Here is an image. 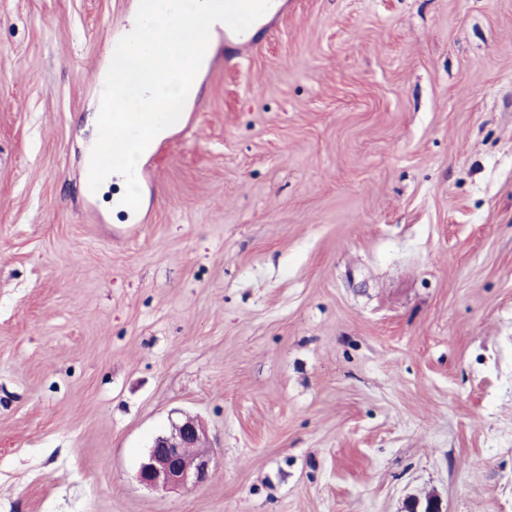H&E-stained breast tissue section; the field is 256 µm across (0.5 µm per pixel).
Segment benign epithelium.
<instances>
[{
  "instance_id": "obj_1",
  "label": "benign epithelium",
  "mask_w": 512,
  "mask_h": 512,
  "mask_svg": "<svg viewBox=\"0 0 512 512\" xmlns=\"http://www.w3.org/2000/svg\"><path fill=\"white\" fill-rule=\"evenodd\" d=\"M205 431L193 418L174 423L171 430L157 436L141 463V483L165 489L195 487L204 483L210 473L211 456L201 449ZM194 448V455L188 449Z\"/></svg>"
}]
</instances>
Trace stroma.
<instances>
[{"instance_id": "obj_1", "label": "stroma", "mask_w": 512, "mask_h": 512, "mask_svg": "<svg viewBox=\"0 0 512 512\" xmlns=\"http://www.w3.org/2000/svg\"><path fill=\"white\" fill-rule=\"evenodd\" d=\"M84 172L139 0H0V512H512V0H277ZM191 416L188 489L138 478Z\"/></svg>"}]
</instances>
